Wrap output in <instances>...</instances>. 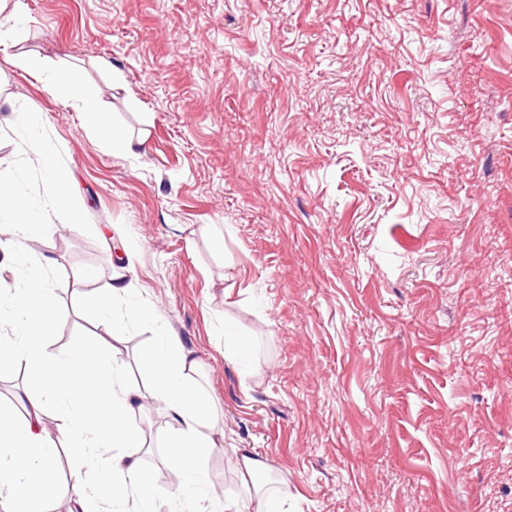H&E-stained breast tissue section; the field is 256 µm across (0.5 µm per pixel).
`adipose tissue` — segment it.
Masks as SVG:
<instances>
[{
    "mask_svg": "<svg viewBox=\"0 0 512 512\" xmlns=\"http://www.w3.org/2000/svg\"><path fill=\"white\" fill-rule=\"evenodd\" d=\"M50 91L83 112L90 127L113 150L132 154L143 141L115 130L102 108L96 86L68 71L46 78ZM18 140L36 156L43 186L57 210L69 213L70 176L51 144L18 114ZM39 215L13 184L0 181V263L25 265L27 244ZM129 288L112 285L108 294L86 298L89 316L118 332L127 321L152 320L151 309L130 302ZM55 294L40 272H29L0 292V376L26 365L41 379L28 394L30 409L17 418L0 410V512H45L47 503L63 499L67 512H155L154 496L140 467L145 451L142 427L130 416L138 394L125 381L123 369L110 360L102 343L89 336L74 337L62 354L49 352L40 329L56 320ZM153 369L150 396L164 410L171 429L168 464L183 475L175 500L192 503L194 512H208L217 499L206 472L214 446L213 413L209 400L187 379L192 363L177 337L166 334L148 353ZM56 414L55 430L45 426L46 410ZM78 464L81 486L69 493L59 468L61 449Z\"/></svg>",
    "mask_w": 512,
    "mask_h": 512,
    "instance_id": "1",
    "label": "adipose tissue"
}]
</instances>
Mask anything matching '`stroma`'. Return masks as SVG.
<instances>
[{
  "label": "stroma",
  "instance_id": "35a3bbf8",
  "mask_svg": "<svg viewBox=\"0 0 512 512\" xmlns=\"http://www.w3.org/2000/svg\"><path fill=\"white\" fill-rule=\"evenodd\" d=\"M22 3L0 177L45 214L49 350L97 337L142 396L159 512L168 419L143 396L162 332L214 408L208 478L233 512L263 508L239 448L288 512H512V0ZM21 55L82 66L144 152L112 154ZM20 112L80 224L22 154ZM119 280L154 318L113 336L83 299ZM18 140L21 147L27 148L37 157L43 174V186L48 199L57 210L68 213L72 224L81 222L80 215L71 207L69 191L70 176L60 163L57 152L51 144L38 135L30 126L26 113L17 114Z\"/></svg>",
  "mask_w": 512,
  "mask_h": 512
}]
</instances>
